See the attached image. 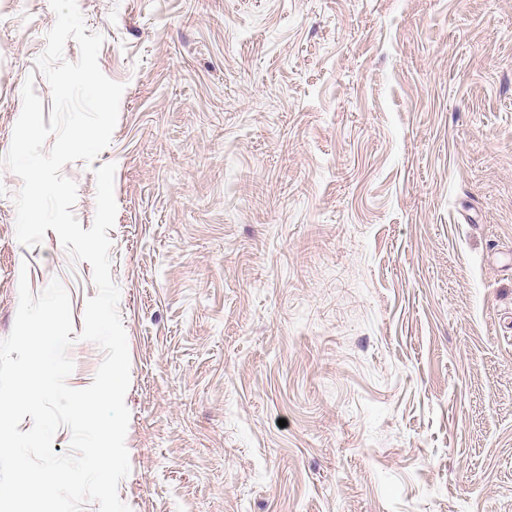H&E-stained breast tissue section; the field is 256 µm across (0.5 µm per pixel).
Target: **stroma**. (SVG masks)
I'll return each instance as SVG.
<instances>
[{"label":"stroma","instance_id":"35a3bbf8","mask_svg":"<svg viewBox=\"0 0 512 512\" xmlns=\"http://www.w3.org/2000/svg\"><path fill=\"white\" fill-rule=\"evenodd\" d=\"M125 86L66 164L90 228L116 166L131 512H512V0H78ZM56 16L0 0V155ZM0 167V339L20 271L97 288L15 236ZM67 383L103 359L69 350Z\"/></svg>","mask_w":512,"mask_h":512}]
</instances>
